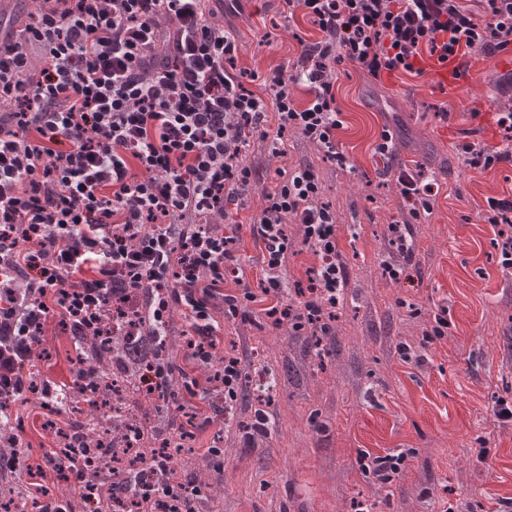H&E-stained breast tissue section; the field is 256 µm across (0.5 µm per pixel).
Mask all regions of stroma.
Masks as SVG:
<instances>
[{
  "label": "stroma",
  "mask_w": 512,
  "mask_h": 512,
  "mask_svg": "<svg viewBox=\"0 0 512 512\" xmlns=\"http://www.w3.org/2000/svg\"><path fill=\"white\" fill-rule=\"evenodd\" d=\"M244 70H290L298 37L317 29L302 16L285 21L280 0H246L232 18ZM512 71V55L473 53L467 83L440 86L428 74L375 81L354 66L340 67L336 103L345 122L339 167L316 146L291 136L287 159L254 140L245 162L259 174L251 204L279 182L282 165L308 163L323 182L322 200L335 211L348 282L335 336L315 341L289 326L263 320L229 322L224 339L242 358L243 393L233 420H196L194 456L224 451L214 471L224 492L208 512H498L512 498V420L495 415L512 403V268L502 265L491 225L480 215L487 198L512 196V163L483 170L466 165L455 145L463 138L488 146L501 140L496 125V76ZM447 110L440 119L439 110ZM399 133L394 155L380 162L374 146L383 126ZM423 165L438 177L433 213L414 225V255L398 279L387 226L398 217V170ZM446 314L447 336L424 344L436 314ZM406 345L422 362H404ZM40 368L63 389L73 383L70 336L48 327ZM272 379V401L253 397ZM269 418L268 433L251 436L243 423L255 409ZM30 446L25 467L38 469L53 452L54 432L37 405L21 410ZM401 452L398 476L382 483L364 469L363 453Z\"/></svg>",
  "instance_id": "35a3bbf8"
}]
</instances>
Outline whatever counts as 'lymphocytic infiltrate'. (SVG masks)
<instances>
[{
  "instance_id": "lymphocytic-infiltrate-1",
  "label": "lymphocytic infiltrate",
  "mask_w": 512,
  "mask_h": 512,
  "mask_svg": "<svg viewBox=\"0 0 512 512\" xmlns=\"http://www.w3.org/2000/svg\"><path fill=\"white\" fill-rule=\"evenodd\" d=\"M320 37L299 39L290 72L237 67L239 45L224 17L241 0H37L18 37L0 41V420L54 383L38 363L46 326L59 318L75 346L131 325H150L166 348L169 317L190 328L183 363L147 367L176 410L212 423L231 415L242 359L224 346L221 324L254 315L272 327L327 337L347 274L339 260L336 213L321 200L313 166L277 168L249 223L256 173L244 162L254 139L273 156L297 134L338 165L342 125L336 68L357 64L373 79L417 72L419 58H456L466 77L474 51L512 54V0H283ZM310 99L297 107L293 86ZM496 147L463 140L473 168L512 162V108L496 113ZM401 219L388 242L410 258V227L433 210L436 181L424 167L395 174ZM503 264L512 267V197L488 198ZM262 255L260 290L241 265V229ZM314 262L306 284L286 297L282 265L295 250ZM163 455L112 485L145 512H197L185 479H167Z\"/></svg>"
}]
</instances>
